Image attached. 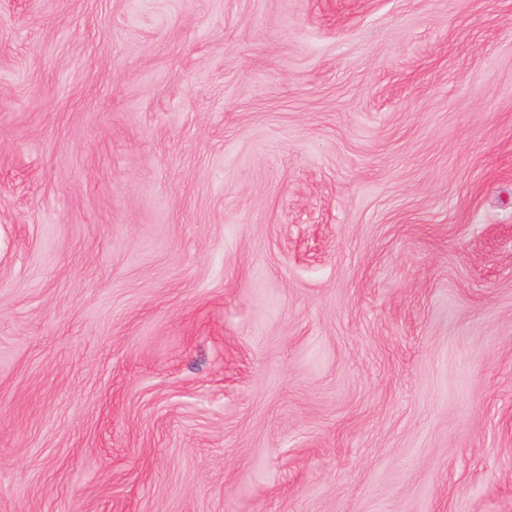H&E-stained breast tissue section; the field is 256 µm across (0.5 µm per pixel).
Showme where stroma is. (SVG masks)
<instances>
[{"label":"stroma","mask_w":512,"mask_h":512,"mask_svg":"<svg viewBox=\"0 0 512 512\" xmlns=\"http://www.w3.org/2000/svg\"><path fill=\"white\" fill-rule=\"evenodd\" d=\"M0 512H512V0H0Z\"/></svg>","instance_id":"stroma-1"}]
</instances>
